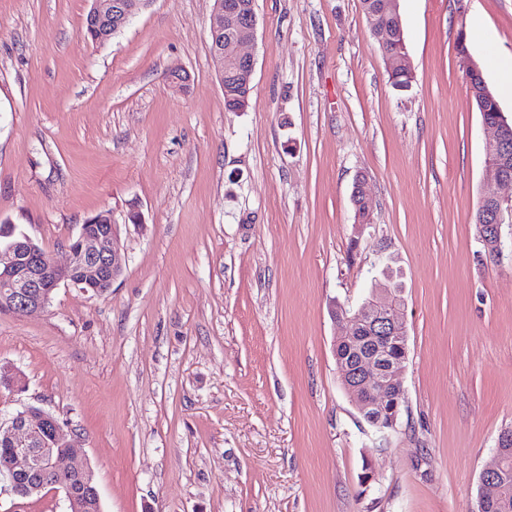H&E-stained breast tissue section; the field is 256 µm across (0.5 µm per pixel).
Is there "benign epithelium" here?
Here are the masks:
<instances>
[{
    "mask_svg": "<svg viewBox=\"0 0 512 512\" xmlns=\"http://www.w3.org/2000/svg\"><path fill=\"white\" fill-rule=\"evenodd\" d=\"M153 0H91L87 12L89 25L100 33L98 44L103 45L115 33L125 28L139 12L147 9ZM371 35L382 50L389 42L403 41L399 16V0H388L379 10L366 12ZM258 19L255 10L240 2L226 3L213 0L209 22L210 53L217 65L219 81H224V64L235 65L240 83L250 87L255 60L245 47L254 42ZM480 76L477 63L467 71V85L472 106L478 112H496L497 120L486 124L491 137L486 150L498 156V161L486 165L488 175L497 185L512 186V120L508 119L495 100L487 84L474 86ZM481 216L488 220L483 226L482 242L494 256L501 252L504 211L512 213V199H504L494 192L480 197ZM116 223L109 220L94 234L80 229L76 243L68 246L69 260L58 264L38 248L25 234L20 238L0 243V307L19 315L44 309L52 294L62 282L81 287L94 282L107 292L123 274L118 252L113 248ZM404 292L390 281L374 280L368 298L349 315L330 306L333 319L347 322V332L334 340V347L343 346L346 355L336 357L343 388L359 414L405 397L401 373L407 358L388 359L384 349L392 342L408 348ZM65 422L39 408L26 407L17 412L9 425L0 423V435L9 444L26 470L40 480L51 478L58 470L53 446L66 450L65 465L82 473L92 483L91 467L78 460L64 431ZM12 495L28 498L42 490L36 483L23 484L15 472L4 478Z\"/></svg>",
    "mask_w": 512,
    "mask_h": 512,
    "instance_id": "7a95c632",
    "label": "benign epithelium"
}]
</instances>
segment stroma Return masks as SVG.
<instances>
[{"mask_svg": "<svg viewBox=\"0 0 512 512\" xmlns=\"http://www.w3.org/2000/svg\"><path fill=\"white\" fill-rule=\"evenodd\" d=\"M88 7L0 0V223L63 264L110 211L124 272L0 312L20 378L0 420H66L103 512H473L512 430V220L488 256L466 71L486 33L512 57V0H400L406 91L360 0H256L242 112L215 77L212 0H154L103 46L81 36ZM388 255L409 353L383 440L341 387L329 305L356 309ZM352 195H353L354 199H358L359 200V202H358L359 206L358 207H355V205L353 204L354 214H355V223L367 224L368 221H369V217H370V211L366 207L365 204L361 203L360 199L362 198L363 202H367L368 203V206H369L371 212H373V210H374V200L368 194V192L366 190L365 179H364V177L362 175H359L356 178V180L354 182V187H353V190H352Z\"/></svg>", "mask_w": 512, "mask_h": 512, "instance_id": "35a3bbf8", "label": "stroma"}]
</instances>
